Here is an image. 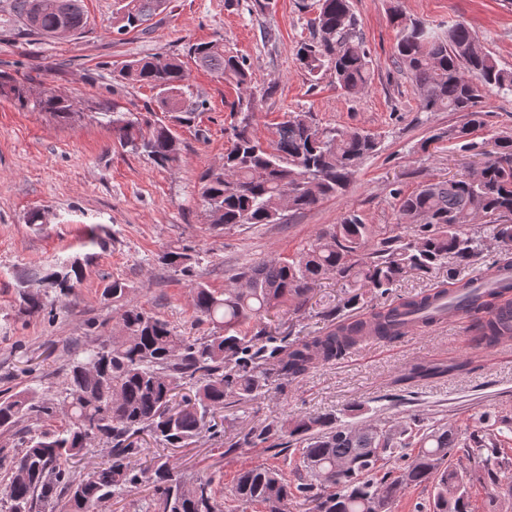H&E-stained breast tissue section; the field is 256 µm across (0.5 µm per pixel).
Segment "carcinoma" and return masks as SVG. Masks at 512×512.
<instances>
[{
	"mask_svg": "<svg viewBox=\"0 0 512 512\" xmlns=\"http://www.w3.org/2000/svg\"><path fill=\"white\" fill-rule=\"evenodd\" d=\"M8 14L30 36L56 37L58 31L81 32L86 19L80 0H7ZM168 0H116L113 32L123 35L164 10ZM392 21L400 26L395 60L409 75L423 112H463L467 121L448 131L461 149L482 157L477 174L438 180L410 194L394 193L397 223L414 225L413 234L380 236L354 211L321 231L292 258L254 263L219 292L203 282L191 285L198 320L211 325L206 336H185L169 321L141 307L120 316L119 329L95 345L79 349L64 386L54 399L33 391L0 389V430L14 429L26 418L64 424L22 436L10 451L0 446V512H93L109 497L131 485L152 484L144 512H223L215 477L187 480L176 465L157 461L136 469L140 453L133 438L147 434L169 448L181 447L203 433H219L214 413L227 401L255 397L273 376L289 380L322 363L344 357L366 339L394 340L403 325L448 295L445 287L374 307L362 319H344L339 309L327 313L330 325L321 336L288 340L264 324L271 312L298 313L311 285L335 275L380 296L411 272L428 274L448 258L457 265L476 261L481 239L468 225L483 224L498 242L495 268H512V134L497 133L477 142L483 126L480 104L491 93H512V68L499 65L464 21L437 31L421 21H405L397 7ZM350 0H317L313 37L302 42L296 59L315 80L332 71L347 93L364 91L373 61L355 31ZM190 57L238 86L251 82L246 60L224 50V42L194 43ZM120 76L147 85L157 108L177 124H188L205 110L193 95L189 73L178 58L146 55L126 63ZM30 112H48L68 122L76 112L71 96L54 88L33 92L26 82L0 73V92ZM242 114L231 125L233 142L222 163L198 175V194L214 228L237 224H282L285 212L302 213L320 201L344 194L358 162L374 155L377 138L357 128L322 127L310 112H290L273 139L262 142L249 130L254 99L238 101ZM112 136L124 149L166 167L179 158L178 139L167 124L140 112L108 109ZM160 263L193 275L196 255L189 247L167 250ZM77 264L54 265L23 273V310L41 315L50 306L48 290L68 295L81 281ZM504 289L470 292L465 299L479 315L476 339L490 343L512 334V307L496 306ZM471 431L447 422L427 426L417 414L386 427L377 423L350 426L336 415H303L288 426L257 425L228 445L231 455L243 447L269 444L276 434L300 444V467L308 480L293 483L275 465L238 471L233 496L240 505L258 504L264 512H288V501L301 499L310 512H389L404 486L432 485L429 506L415 512H472L469 489L512 480V417H479ZM110 445V460L88 478L75 464L94 440ZM463 454L474 467L459 472L448 465Z\"/></svg>",
	"mask_w": 512,
	"mask_h": 512,
	"instance_id": "1",
	"label": "carcinoma"
}]
</instances>
